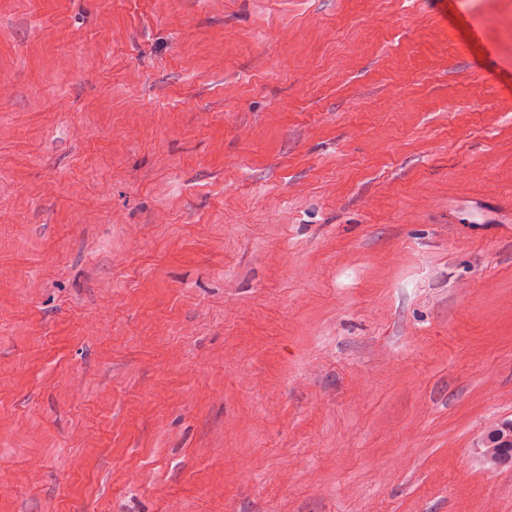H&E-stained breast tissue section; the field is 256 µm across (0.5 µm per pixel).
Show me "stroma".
Returning <instances> with one entry per match:
<instances>
[{
    "label": "stroma",
    "instance_id": "stroma-1",
    "mask_svg": "<svg viewBox=\"0 0 512 512\" xmlns=\"http://www.w3.org/2000/svg\"><path fill=\"white\" fill-rule=\"evenodd\" d=\"M512 0H0V512H512ZM487 448L490 459L495 462L512 461V422L502 424L487 436ZM496 448V449H494ZM496 450V451H494Z\"/></svg>",
    "mask_w": 512,
    "mask_h": 512
}]
</instances>
